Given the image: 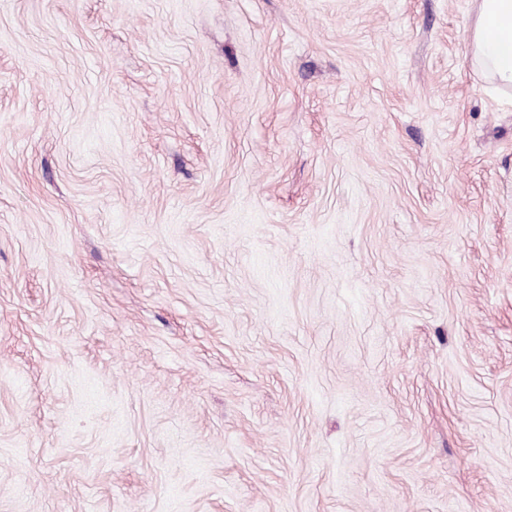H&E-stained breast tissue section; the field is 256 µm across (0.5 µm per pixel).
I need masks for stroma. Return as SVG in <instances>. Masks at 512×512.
<instances>
[{"label": "stroma", "mask_w": 512, "mask_h": 512, "mask_svg": "<svg viewBox=\"0 0 512 512\" xmlns=\"http://www.w3.org/2000/svg\"><path fill=\"white\" fill-rule=\"evenodd\" d=\"M476 10L0 0V512H512Z\"/></svg>", "instance_id": "stroma-1"}]
</instances>
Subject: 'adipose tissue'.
<instances>
[{
  "mask_svg": "<svg viewBox=\"0 0 512 512\" xmlns=\"http://www.w3.org/2000/svg\"><path fill=\"white\" fill-rule=\"evenodd\" d=\"M471 50L478 67L500 86L512 87V0H479Z\"/></svg>",
  "mask_w": 512,
  "mask_h": 512,
  "instance_id": "1",
  "label": "adipose tissue"
}]
</instances>
